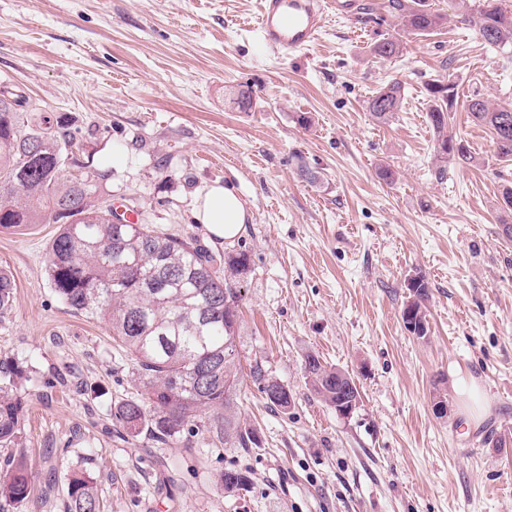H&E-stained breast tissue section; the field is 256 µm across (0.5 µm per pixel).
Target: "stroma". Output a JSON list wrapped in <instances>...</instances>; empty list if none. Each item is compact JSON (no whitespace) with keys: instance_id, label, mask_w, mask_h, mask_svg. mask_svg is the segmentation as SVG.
<instances>
[{"instance_id":"stroma-1","label":"stroma","mask_w":512,"mask_h":512,"mask_svg":"<svg viewBox=\"0 0 512 512\" xmlns=\"http://www.w3.org/2000/svg\"><path fill=\"white\" fill-rule=\"evenodd\" d=\"M383 3L355 0L312 48L283 55L258 40V0H0V87L66 117L84 155L111 169L113 207L248 254L236 418L257 437L229 448L193 424L167 445L127 434L112 413L133 392L132 363L103 319L52 290L57 225L0 228V266L16 282L0 358L25 374L19 449L31 476L8 512H65L78 469L95 478L102 512H512V241L499 206L512 162L467 110L476 94L512 104V55L458 23L457 0H425L442 28L375 58L398 30ZM394 78L405 103L381 123L367 102ZM442 78L458 85L451 124L475 160L441 172L425 86ZM383 166L393 182L378 178ZM216 184L248 212L231 241L194 219ZM416 275L430 286L423 337L401 317ZM309 354L355 378L350 417L311 386ZM257 361L288 386V412L249 381ZM457 373L476 376L491 403L471 432ZM234 466L251 479L237 495L219 485Z\"/></svg>"}]
</instances>
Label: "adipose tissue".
<instances>
[{
	"label": "adipose tissue",
	"instance_id": "1",
	"mask_svg": "<svg viewBox=\"0 0 512 512\" xmlns=\"http://www.w3.org/2000/svg\"><path fill=\"white\" fill-rule=\"evenodd\" d=\"M195 220L217 238L237 237L246 222V209L236 192L227 186L216 185L203 193L196 204Z\"/></svg>",
	"mask_w": 512,
	"mask_h": 512
}]
</instances>
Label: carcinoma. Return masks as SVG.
<instances>
[{"label":"carcinoma","mask_w":512,"mask_h":512,"mask_svg":"<svg viewBox=\"0 0 512 512\" xmlns=\"http://www.w3.org/2000/svg\"><path fill=\"white\" fill-rule=\"evenodd\" d=\"M462 20L474 24L487 44L512 50V10L502 0H458ZM401 30L424 36L444 22L420 0H388ZM382 59L401 56L403 41L391 35L374 44ZM427 117L434 131L440 170L450 162L469 164L473 156L449 128L457 84L434 80L426 85ZM404 86L396 78L380 87L368 110L380 122L401 111ZM473 120L491 130L497 157L512 161V105L469 100ZM23 92L0 89V228L11 229L47 220L59 225L47 253L51 287L77 313L100 316L112 328L133 363L134 396L118 402L116 421L134 436L146 432L154 440H177L184 426L210 416L224 423V444L247 448L255 444L253 429H243L232 414L242 380L237 370L235 330L242 301L231 280L249 266V256L215 254L197 241L161 233L146 224H118L112 205L99 192L112 176L94 161L73 153L75 137L61 116L38 112ZM409 297L402 315L418 325L427 322L429 287L425 278L409 279ZM15 279L0 267V317L13 303ZM306 377L331 406L339 400L346 372L328 367L314 355L306 357ZM249 376L268 402L286 413L291 407L284 385L269 376L263 364L250 366ZM21 371L0 359V448L18 444L25 401L17 392ZM0 502L21 503L31 491L24 455L3 459ZM227 493L246 491L248 472L230 468L220 475ZM67 512H100L95 479L76 472L67 482Z\"/></svg>","instance_id":"obj_1"}]
</instances>
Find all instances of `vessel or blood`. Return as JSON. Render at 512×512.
Here are the masks:
<instances>
[{
  "mask_svg": "<svg viewBox=\"0 0 512 512\" xmlns=\"http://www.w3.org/2000/svg\"><path fill=\"white\" fill-rule=\"evenodd\" d=\"M353 0H262L258 30L262 44L291 54L311 48L328 11L350 14Z\"/></svg>",
  "mask_w": 512,
  "mask_h": 512,
  "instance_id": "vessel-or-blood-1",
  "label": "vessel or blood"
}]
</instances>
